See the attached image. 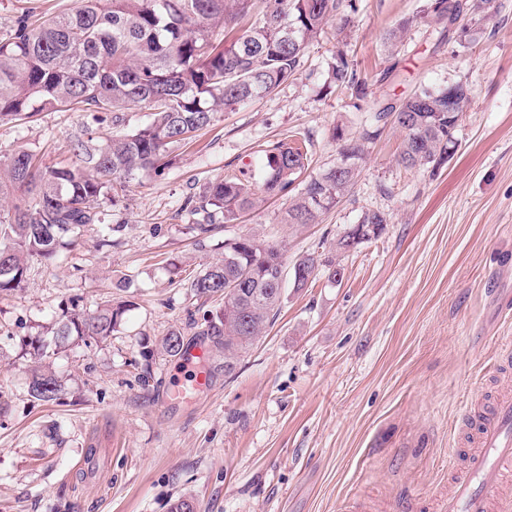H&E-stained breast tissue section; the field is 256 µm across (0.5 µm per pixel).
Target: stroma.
I'll use <instances>...</instances> for the list:
<instances>
[{"label":"stroma","mask_w":512,"mask_h":512,"mask_svg":"<svg viewBox=\"0 0 512 512\" xmlns=\"http://www.w3.org/2000/svg\"><path fill=\"white\" fill-rule=\"evenodd\" d=\"M426 3L356 0L347 41L363 99L330 87L326 27L294 79L174 146L164 174L139 175L103 203L60 257L30 259L22 287L0 296V512H169L181 496L200 512H437L476 425L512 396V0L466 15L468 35L447 38ZM78 4L0 0V34L21 13ZM456 82L472 97L444 167L400 166L402 135L388 124L317 223L285 224L284 196L194 231L189 200L242 169L260 173L268 145L308 140L309 174L325 172L339 157L334 131L356 136L384 104ZM85 122L82 112L0 120V157L26 150L73 165ZM367 210L386 214L383 233L336 252ZM247 235L282 244L289 266L332 257L340 280L285 287L277 319L232 374L210 352V388L165 400L194 373L159 349L174 330L200 341L189 283L224 239ZM109 301L131 305L112 336L56 343L62 309ZM35 335L48 361L28 346ZM44 369L62 385L58 400L29 394Z\"/></svg>","instance_id":"stroma-1"}]
</instances>
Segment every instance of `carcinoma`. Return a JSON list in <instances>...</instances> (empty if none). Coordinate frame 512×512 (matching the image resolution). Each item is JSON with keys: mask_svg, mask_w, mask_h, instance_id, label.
Segmentation results:
<instances>
[{"mask_svg": "<svg viewBox=\"0 0 512 512\" xmlns=\"http://www.w3.org/2000/svg\"><path fill=\"white\" fill-rule=\"evenodd\" d=\"M357 10L355 0H80L73 10L39 25L19 16L0 38V120L62 108L91 112L97 123L129 106L142 105L151 120L120 138L80 135L71 141L78 163L43 167L29 151L0 159V199L18 191L26 200L0 217V294L21 287L32 257L50 260L98 222V208L115 185L140 174L159 173L172 163L170 149L211 125L220 111L234 110L273 92L300 69L309 42L329 23L344 31ZM426 12L440 24H455L468 13V0H433ZM252 20L242 35L227 42L213 39L215 29L234 31ZM331 82L359 98L365 82L349 60L347 44L336 47ZM472 96L456 89L448 111V89L423 88L399 106L375 113V124L355 139L344 140L348 163L355 166L368 144L390 122L402 132L398 164L406 169L439 168L456 147L454 131ZM260 183L247 175L212 182L192 206L202 215L201 234L233 222L257 203L256 190L279 196L293 189L308 168V149L298 141H280L265 150ZM354 175L335 166L304 182L288 207L285 223H316L353 185ZM372 233L383 232L385 213L361 215ZM244 236L224 240L221 259L190 282L193 294L224 305L204 317L224 373L262 336L280 312L285 272L280 245ZM336 281L340 270L330 259L308 255L292 267L293 287L302 289L319 274ZM126 309L102 305L93 312L72 313L55 328L61 342L105 339L121 326ZM164 354L185 353L183 336L172 332L161 343ZM32 397L53 401L61 389L54 375L32 377Z\"/></svg>", "mask_w": 512, "mask_h": 512, "instance_id": "obj_1", "label": "carcinoma"}]
</instances>
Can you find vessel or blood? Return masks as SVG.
<instances>
[{"mask_svg": "<svg viewBox=\"0 0 512 512\" xmlns=\"http://www.w3.org/2000/svg\"><path fill=\"white\" fill-rule=\"evenodd\" d=\"M512 479V400H502L479 430L477 448L441 503V512H489L490 502Z\"/></svg>", "mask_w": 512, "mask_h": 512, "instance_id": "vessel-or-blood-1", "label": "vessel or blood"}]
</instances>
